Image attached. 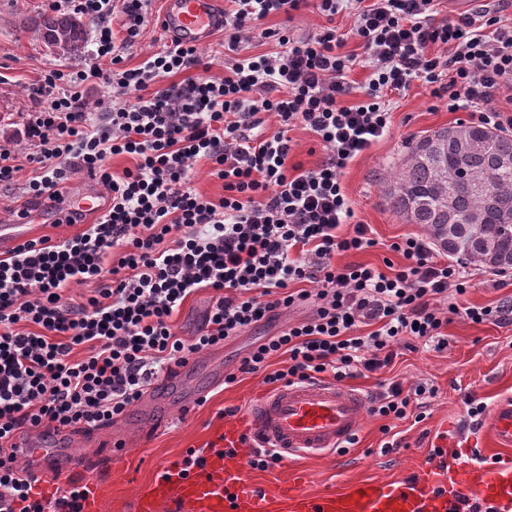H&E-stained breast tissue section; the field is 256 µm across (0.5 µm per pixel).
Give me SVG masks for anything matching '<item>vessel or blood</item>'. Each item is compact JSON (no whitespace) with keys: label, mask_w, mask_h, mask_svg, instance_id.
I'll return each instance as SVG.
<instances>
[{"label":"vessel or blood","mask_w":512,"mask_h":512,"mask_svg":"<svg viewBox=\"0 0 512 512\" xmlns=\"http://www.w3.org/2000/svg\"><path fill=\"white\" fill-rule=\"evenodd\" d=\"M166 36L202 45L224 27L222 0H167L160 18ZM363 422V399L336 383L317 380L263 393L242 415L226 421L220 452L208 453L202 469L181 476L161 468L140 488L134 512H460L463 503L481 512H512V466L475 462L449 466L446 458L394 480L362 479L343 490L314 495L296 484L257 491L227 448H270L281 459L328 455L345 449ZM500 443L512 446V399L501 400L492 418ZM71 475L85 488L82 512H103L102 494L78 460Z\"/></svg>","instance_id":"vessel-or-blood-1"}]
</instances>
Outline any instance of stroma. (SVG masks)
<instances>
[{
  "label": "stroma",
  "instance_id": "obj_1",
  "mask_svg": "<svg viewBox=\"0 0 512 512\" xmlns=\"http://www.w3.org/2000/svg\"><path fill=\"white\" fill-rule=\"evenodd\" d=\"M47 9L46 0H0V143L14 137L27 112L33 110L30 89L43 70H77L93 60L95 45L90 40L81 52L71 55L45 45L34 20ZM470 121L469 113L449 111L445 102L433 98L423 82L413 81L393 95L387 135L351 162L342 178L356 220L371 225L377 240L376 247L348 255V262L382 266L391 255L392 243L422 235L420 225L406 223L393 212L383 194L384 185L407 156L412 141ZM22 208L37 210L38 235L65 238L80 230L79 225L61 222L58 207L50 201L31 199L23 182L0 190V221ZM471 272L472 285L460 297V305L493 306L512 300V271L494 273L475 266ZM311 312V306L298 307L291 318L261 324L223 347L193 355L191 376L183 385L189 406L165 399L149 409L139 402L105 430L67 431L48 439L30 431L21 439L42 440L66 455L84 458L90 475L101 483L107 512L120 504L129 510L139 487L154 477L158 465L180 461L186 449L207 447L223 427L226 409L246 411L267 390L259 374L239 376L229 385L224 382L252 344L278 334L288 320L304 319ZM443 332L447 348L404 352L391 371L405 387L421 384L435 391L427 400L423 421L398 423L396 448L382 451L384 420L368 415L353 444L338 454L284 460L265 471L248 468L245 476L261 489L276 480L301 476L309 492L338 491L361 479H395L414 472L431 462L435 446L449 441L479 451L487 460L512 464V451L497 450L491 428L497 401L512 396V324H475L458 314L450 317ZM471 400L486 407L475 424L467 418Z\"/></svg>",
  "mask_w": 512,
  "mask_h": 512
}]
</instances>
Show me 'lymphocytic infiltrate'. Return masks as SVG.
Wrapping results in <instances>:
<instances>
[{
  "label": "lymphocytic infiltrate",
  "mask_w": 512,
  "mask_h": 512,
  "mask_svg": "<svg viewBox=\"0 0 512 512\" xmlns=\"http://www.w3.org/2000/svg\"><path fill=\"white\" fill-rule=\"evenodd\" d=\"M150 2L48 0L52 12L94 22L95 62L42 72L24 148L0 144V189L27 166V194L60 205L66 184L85 174L109 206L89 225L82 211L66 210L65 222L83 232L33 239L0 257V449L28 430L111 427L194 354L308 301L312 314L254 346L240 373L274 386L341 381L383 371L405 350L445 349L449 315L512 323V300L459 307L467 265L439 260L424 238L392 243L403 262L387 272L335 262L376 245L370 226L354 222L341 177L387 134L390 93L421 79L449 111L512 129V114L492 105L512 93V23L482 8L437 24L434 0H226L217 77L196 46L177 41L126 67L127 50L153 21ZM311 8L328 21L318 33L261 26ZM345 10L355 16L357 55L344 52L331 26ZM258 34L274 40V51L247 54ZM360 57L368 84L348 106L347 76ZM89 82L111 86L124 104H89ZM272 116L277 128L264 133ZM297 126L325 152L313 167L287 163ZM118 155L133 161L119 173L108 165ZM201 164L222 181V197L193 187ZM89 282L94 295L71 302L69 292ZM202 289L212 304L194 336L182 338L173 317ZM280 356L286 365L273 368ZM424 397L422 388L384 380L368 411L406 420ZM36 481L14 458H0V512H80L77 480L49 503L34 494Z\"/></svg>",
  "instance_id": "lymphocytic-infiltrate-1"
}]
</instances>
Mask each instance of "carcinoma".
I'll return each mask as SVG.
<instances>
[{
	"mask_svg": "<svg viewBox=\"0 0 512 512\" xmlns=\"http://www.w3.org/2000/svg\"><path fill=\"white\" fill-rule=\"evenodd\" d=\"M50 48L77 52L86 23L43 13L38 24ZM512 134L459 123L416 139L384 187L393 212L420 225L449 258L492 272L512 270Z\"/></svg>",
	"mask_w": 512,
	"mask_h": 512,
	"instance_id": "obj_1",
	"label": "carcinoma"
}]
</instances>
